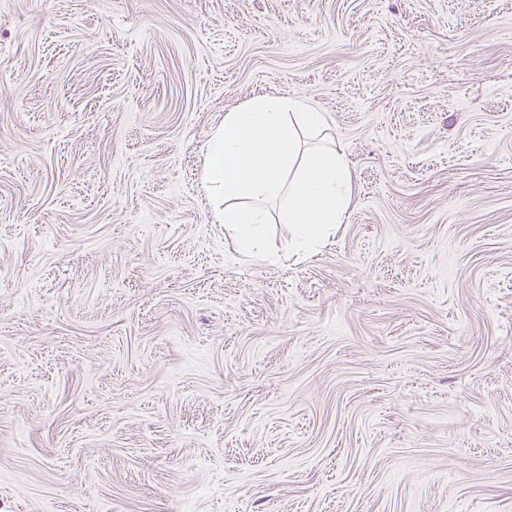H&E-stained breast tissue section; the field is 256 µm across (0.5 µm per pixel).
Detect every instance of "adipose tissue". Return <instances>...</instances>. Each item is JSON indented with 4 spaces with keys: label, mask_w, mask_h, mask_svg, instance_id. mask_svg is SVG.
Here are the masks:
<instances>
[{
    "label": "adipose tissue",
    "mask_w": 512,
    "mask_h": 512,
    "mask_svg": "<svg viewBox=\"0 0 512 512\" xmlns=\"http://www.w3.org/2000/svg\"><path fill=\"white\" fill-rule=\"evenodd\" d=\"M322 113L304 101L259 97L226 113L207 150L204 182L215 199L216 223L230 225L237 249L261 253L267 214L261 199L288 197L285 222L298 254L321 247L351 202L352 175L342 153L301 150L303 132L321 131Z\"/></svg>",
    "instance_id": "1"
}]
</instances>
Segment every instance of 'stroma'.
I'll use <instances>...</instances> for the list:
<instances>
[{
	"label": "stroma",
	"instance_id": "obj_1",
	"mask_svg": "<svg viewBox=\"0 0 512 512\" xmlns=\"http://www.w3.org/2000/svg\"><path fill=\"white\" fill-rule=\"evenodd\" d=\"M262 95L353 175L274 264ZM0 512H512V0H0ZM324 122L302 100L267 96L224 115L207 150L203 179L215 199L213 219L231 226L240 253L262 252L267 224L265 210L247 203L280 196L290 171L285 224L293 252L313 253L342 223L352 192L344 155L320 146L301 151L298 160L303 131H321Z\"/></svg>",
	"mask_w": 512,
	"mask_h": 512
}]
</instances>
